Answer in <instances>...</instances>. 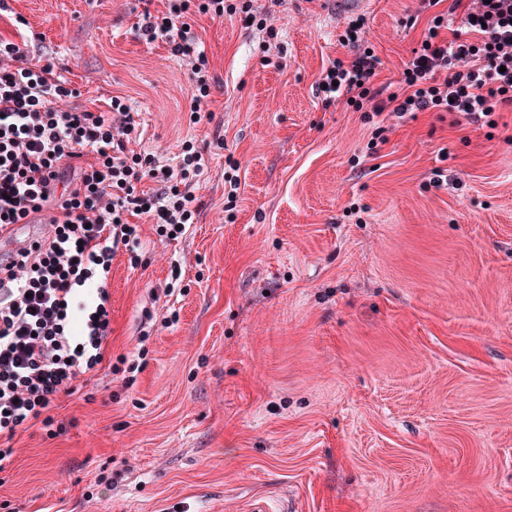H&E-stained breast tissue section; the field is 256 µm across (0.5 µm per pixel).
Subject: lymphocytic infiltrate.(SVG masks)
<instances>
[{"mask_svg":"<svg viewBox=\"0 0 512 512\" xmlns=\"http://www.w3.org/2000/svg\"><path fill=\"white\" fill-rule=\"evenodd\" d=\"M144 0L136 29L145 43L164 41L190 68V119L211 118V61L190 21L230 15L275 39L272 8L252 0ZM431 12L419 49L395 90L377 84L381 60L364 40L365 20L340 37L346 57L323 67L317 81L324 107L360 115L366 147L388 141L390 119L447 113L453 125L496 128L512 107V0H417ZM79 91L55 62L31 59L24 43L0 39V226L48 215L51 231L0 256V471L8 443L26 424L51 425L59 394L71 395L80 375L97 371L111 332L108 279L118 251L138 265L141 245L130 216L144 215L158 236L175 241L197 223L191 192L206 168L204 153L184 141L175 164L132 149L136 114L123 97L106 112L59 108Z\"/></svg>","mask_w":512,"mask_h":512,"instance_id":"f902f5d3","label":"lymphocytic infiltrate"}]
</instances>
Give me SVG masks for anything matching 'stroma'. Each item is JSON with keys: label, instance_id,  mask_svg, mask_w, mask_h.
I'll use <instances>...</instances> for the list:
<instances>
[{"label": "stroma", "instance_id": "stroma-1", "mask_svg": "<svg viewBox=\"0 0 512 512\" xmlns=\"http://www.w3.org/2000/svg\"><path fill=\"white\" fill-rule=\"evenodd\" d=\"M8 4L39 35L29 56L66 67L69 106L125 97L138 150L170 162L191 140L208 167L182 238L135 217L108 361L52 428L17 433L0 512H512V108L493 130L418 113L370 156L359 113L316 94L361 14L378 83H398L428 22L414 0H287L267 53L237 20L195 17L216 78L197 124L185 62L135 32L141 0ZM167 304L178 322L143 337Z\"/></svg>", "mask_w": 512, "mask_h": 512}]
</instances>
